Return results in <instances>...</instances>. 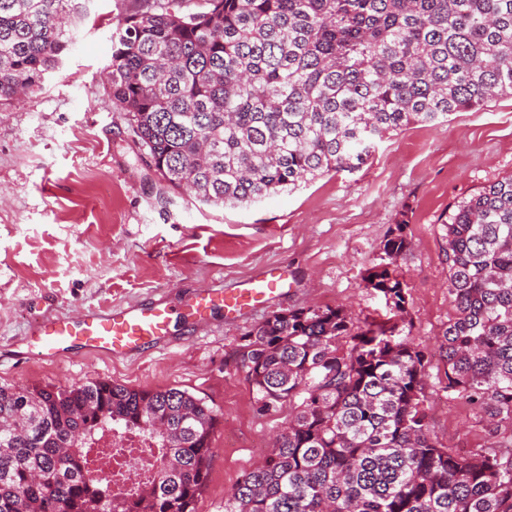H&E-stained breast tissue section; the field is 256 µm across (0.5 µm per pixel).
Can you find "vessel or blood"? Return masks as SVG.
Segmentation results:
<instances>
[{
  "mask_svg": "<svg viewBox=\"0 0 512 512\" xmlns=\"http://www.w3.org/2000/svg\"><path fill=\"white\" fill-rule=\"evenodd\" d=\"M287 279V270L276 268L250 278L241 288L228 293L200 290L188 300L187 307L201 322L217 306L223 307L225 313L238 315L257 309L259 304L280 293ZM174 315L168 305L153 302L46 318L30 328L28 347L47 360L72 352L141 355L168 336Z\"/></svg>",
  "mask_w": 512,
  "mask_h": 512,
  "instance_id": "1",
  "label": "vessel or blood"
}]
</instances>
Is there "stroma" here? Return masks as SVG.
I'll list each match as a JSON object with an SVG mask.
<instances>
[{
	"label": "stroma",
	"instance_id": "35a3bbf8",
	"mask_svg": "<svg viewBox=\"0 0 512 512\" xmlns=\"http://www.w3.org/2000/svg\"><path fill=\"white\" fill-rule=\"evenodd\" d=\"M74 38L42 89L0 111V385L109 380L138 389L179 387L212 407L219 424L196 512L224 499L288 425L283 404L261 409L239 364L244 337L277 312L344 308L354 328L397 324L424 356L423 386L444 446L483 444L480 414L451 398L438 357L455 308L440 222L459 198L512 174V98L413 125L378 142L353 172L332 173L257 202L211 206L167 188L118 112L103 70L122 0H79ZM404 224L396 262L406 292L397 315L367 283L384 241ZM288 271L286 293L228 319L172 323L151 354L29 356L34 320L165 300L201 288L232 291L267 269Z\"/></svg>",
	"mask_w": 512,
	"mask_h": 512
}]
</instances>
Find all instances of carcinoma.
I'll list each match as a JSON object with an SVG mask.
<instances>
[{"label":"carcinoma","mask_w":512,"mask_h":512,"mask_svg":"<svg viewBox=\"0 0 512 512\" xmlns=\"http://www.w3.org/2000/svg\"><path fill=\"white\" fill-rule=\"evenodd\" d=\"M72 2L0 0V109L59 64ZM108 83L168 188L254 202L355 171L410 125L512 97V0H129ZM441 224L455 315L439 356L448 396L483 414L488 444L463 455L439 443L424 355L394 329L290 309L244 337L240 363L263 409L293 414L224 512H512V175ZM405 226L368 278L400 313ZM218 423L177 387L0 385V512H195ZM105 433L157 451L155 478L119 501L90 473Z\"/></svg>","instance_id":"carcinoma-1"}]
</instances>
